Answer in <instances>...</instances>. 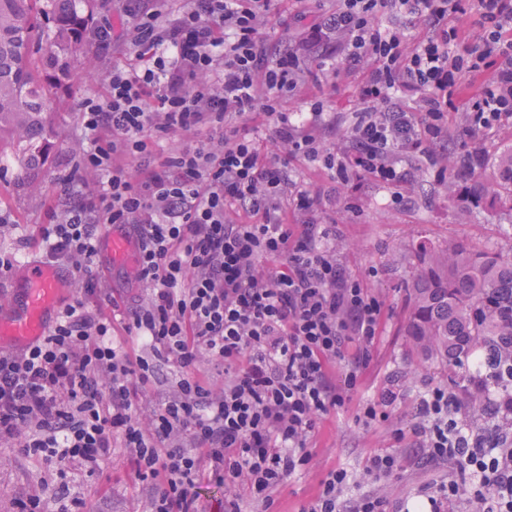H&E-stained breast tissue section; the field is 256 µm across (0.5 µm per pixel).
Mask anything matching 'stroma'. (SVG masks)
Segmentation results:
<instances>
[{
	"mask_svg": "<svg viewBox=\"0 0 512 512\" xmlns=\"http://www.w3.org/2000/svg\"><path fill=\"white\" fill-rule=\"evenodd\" d=\"M133 62V55L118 46L109 59L97 61L95 69L77 70L57 92L61 105L52 121L59 137L45 165L32 177L12 166L7 177L0 179V214L11 220L10 226L0 229V249L17 248L20 266L42 261L38 249H18L17 241L34 235L44 223L47 208L57 196L60 177L73 166L76 147L87 143L77 110L79 102L86 97L104 98L112 67ZM337 63V58H329L318 81L306 82L288 101V110L309 111L317 99L323 100L325 112L332 117L345 116L360 108V77L336 83L333 72ZM291 178L300 187L324 194L318 221L337 225L343 238L341 262L383 298L386 311L379 341L362 372L358 393L343 410L320 425L312 440V460L273 492L269 512H298L312 500L328 471L345 467L359 473L370 455L396 449L393 430L410 423L406 405L415 402L428 383L447 381L446 371L420 359L405 334L410 305L406 284L421 268V247L441 250L448 244L461 243L494 246L512 255V216L490 208L496 191L492 183H485L477 204L458 207L449 203L446 190L435 183L433 174L427 173L422 177V195L414 207L406 209L393 202L392 188L371 183L357 189L336 187L326 174L303 162L295 163ZM32 180L38 184L34 192L28 188ZM20 266L0 277V309L10 300L21 274ZM394 379L403 389V406L392 411L389 421L364 424L358 418L359 402L373 398ZM46 482L66 483V498L42 494L41 486ZM37 493L43 496L45 512H62L76 498L83 501V512L152 510L149 488L135 478L125 449L117 444L102 462L100 472L94 475L77 465L61 474L56 465L40 457L25 456L16 449L0 446V512H15L16 500Z\"/></svg>",
	"mask_w": 512,
	"mask_h": 512,
	"instance_id": "obj_1",
	"label": "stroma"
}]
</instances>
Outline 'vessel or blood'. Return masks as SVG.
Returning <instances> with one entry per match:
<instances>
[{
  "label": "vessel or blood",
  "instance_id": "obj_1",
  "mask_svg": "<svg viewBox=\"0 0 512 512\" xmlns=\"http://www.w3.org/2000/svg\"><path fill=\"white\" fill-rule=\"evenodd\" d=\"M102 241L112 263L129 261L132 243L123 231L106 229ZM61 293L62 283L51 266L40 262L28 264L17 294L0 318V350L45 336L56 317Z\"/></svg>",
  "mask_w": 512,
  "mask_h": 512
}]
</instances>
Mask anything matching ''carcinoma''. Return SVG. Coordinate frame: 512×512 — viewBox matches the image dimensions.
<instances>
[{"mask_svg": "<svg viewBox=\"0 0 512 512\" xmlns=\"http://www.w3.org/2000/svg\"><path fill=\"white\" fill-rule=\"evenodd\" d=\"M73 0H0V153L8 144L20 168L44 165L55 130L56 93L77 57L90 17ZM497 186L490 205L512 212V148L486 162ZM406 284L412 299L405 326L415 353L448 370L467 402L480 398L465 382L512 343V259L491 248L448 245L420 256Z\"/></svg>", "mask_w": 512, "mask_h": 512, "instance_id": "obj_1", "label": "carcinoma"}]
</instances>
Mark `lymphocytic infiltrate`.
<instances>
[{
	"label": "lymphocytic infiltrate",
	"instance_id": "f902f5d3",
	"mask_svg": "<svg viewBox=\"0 0 512 512\" xmlns=\"http://www.w3.org/2000/svg\"><path fill=\"white\" fill-rule=\"evenodd\" d=\"M273 2L190 0L173 15L134 5L123 41L142 68L113 69L106 98L78 104L92 146L61 179L39 237L48 262L69 263L83 294L107 301L101 227L131 231L149 293L130 298L123 318L141 353L122 350L111 321L80 303L43 340L0 353V445L93 474L121 440L152 512H206L205 481L223 487L224 512H241L245 490L271 506L309 462L321 422L359 390L384 303L341 263L335 225L290 222L289 211L319 210L322 195L294 188L289 164L390 186L410 207L417 172L447 184L449 157L468 171L475 144L512 125V0H336L308 26L295 13L299 37L275 54L263 35ZM334 54L346 73H366L361 109L342 123L319 102L288 111L312 65ZM476 79L461 106L463 82ZM258 121L274 156L250 134ZM340 126L343 144L327 147ZM176 136L181 149L164 155L160 141ZM202 354L223 388L197 372ZM168 365L182 371L176 390L142 425L138 396ZM467 409L448 385L428 386L394 431L409 454L369 456L375 486L354 495L348 469L329 471L299 512H397L386 484L409 462L457 468L419 487L430 512H512V387L492 430L471 426Z\"/></svg>",
	"mask_w": 512,
	"mask_h": 512
}]
</instances>
